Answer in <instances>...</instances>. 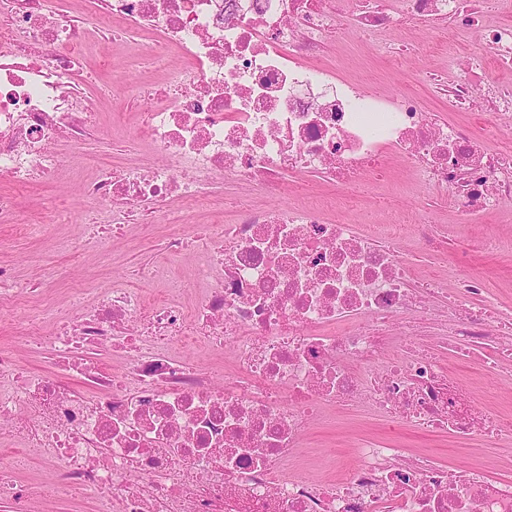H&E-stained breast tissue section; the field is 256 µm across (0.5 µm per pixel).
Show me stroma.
Returning a JSON list of instances; mask_svg holds the SVG:
<instances>
[{
  "mask_svg": "<svg viewBox=\"0 0 512 512\" xmlns=\"http://www.w3.org/2000/svg\"><path fill=\"white\" fill-rule=\"evenodd\" d=\"M424 33V28L414 27L392 31L381 42L332 39L323 47L321 62L337 66L339 76L371 83L385 96L420 90L427 110L446 113L453 122H464L465 113L450 110L444 95L419 88L416 78L427 72L449 76L460 71L478 52L479 46L472 36L463 34L450 47L438 48L413 60L406 68H393L388 62L385 43L407 44ZM98 109L104 112L105 119L99 138L90 142V149L98 151L105 163L112 165L140 166L151 162V154L127 157L119 148L107 146L113 129H121L128 136L135 131L133 114L137 106L125 99L121 88H110L107 101L99 103ZM95 176V171L79 168L74 159L61 168L60 181L74 200L68 223H55L44 210L43 201L51 189L40 186L25 192V224L18 228L0 227V262L11 264L18 279L30 281L46 268L64 266L71 269L74 278L86 281L88 288L84 291L75 292L59 284L48 289L53 307L63 314H73L90 306L93 301L91 287L107 286L115 274L151 262L161 236L159 224H132L124 237L112 241L106 253L95 254L94 243L87 235L85 217L88 212L98 209L99 204L83 194L84 185ZM397 207L411 212L414 220L447 225L450 235L465 241L490 233L505 241L512 239V205L486 218L483 223L464 225L457 224L453 204L447 192L441 190L398 199ZM471 262L483 273L489 288L500 290L505 303L512 306V253L475 254ZM40 309L39 302L35 301L27 307L0 310V350L9 352L21 366L32 370L39 369L41 363L31 347L14 335L13 325L15 320ZM449 369L472 392L477 403L494 414L512 418V384L490 378L475 364L453 363ZM403 439L408 447L428 452L449 464L465 466L473 463L472 451L478 448L484 456L491 458L495 469L512 468V451L483 445L476 438L463 444L445 436H425L407 430ZM17 446V441L0 437V477L8 483L19 480L38 484L39 496L29 501L27 512H88L86 505L74 504L58 495L56 477L38 462L31 461L17 469L8 468L7 463L15 456Z\"/></svg>",
  "mask_w": 512,
  "mask_h": 512,
  "instance_id": "obj_1",
  "label": "stroma"
}]
</instances>
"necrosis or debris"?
<instances>
[{"mask_svg":"<svg viewBox=\"0 0 512 512\" xmlns=\"http://www.w3.org/2000/svg\"><path fill=\"white\" fill-rule=\"evenodd\" d=\"M0 0V224L19 221L15 187L56 182L55 152L96 164L86 145L101 114L86 94L91 34L122 50L127 69L169 67L157 82L126 85L138 112L128 151L146 167L101 171L88 186L101 202L98 246L129 224L166 212L152 263L97 289L89 309L15 334L43 356L38 372L0 351V436L87 493L92 512H512V477L481 465L448 466L400 443L405 428L512 445V426L479 406L448 371L478 363L495 378L512 371V310L469 255L496 250L486 237L456 258L455 287L414 277L407 241L446 255L443 225L411 236L406 213L349 223L369 184L387 180L386 152L406 158L416 190L448 191L456 220L476 224L512 202V145L485 147L512 124V24L488 19L492 0H349L355 32L380 35L423 23L406 55L473 31L481 54L454 79L425 74L461 112L480 113L476 139L420 96L386 97L302 65L327 37L342 36L323 0ZM315 171L336 202L270 207L244 199L236 221L186 231L185 204L208 205L214 184L308 194ZM195 253L198 298L181 305L172 259ZM159 286L145 299L141 287ZM198 347L229 355L228 374L179 356ZM122 358L121 371L102 368ZM80 385H73V378ZM378 421L385 438H362L353 456L303 440L334 414ZM314 469L318 478L306 477Z\"/></svg>","mask_w":512,"mask_h":512,"instance_id":"4bbe7bcc","label":"necrosis or debris"}]
</instances>
